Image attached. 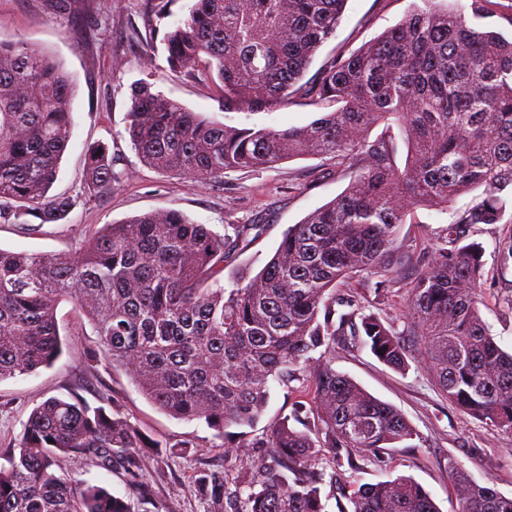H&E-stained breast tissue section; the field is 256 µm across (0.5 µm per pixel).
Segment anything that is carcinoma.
I'll list each match as a JSON object with an SVG mask.
<instances>
[{"mask_svg":"<svg viewBox=\"0 0 512 512\" xmlns=\"http://www.w3.org/2000/svg\"><path fill=\"white\" fill-rule=\"evenodd\" d=\"M348 0H193L166 31V62L213 83L224 110L260 112L295 98L334 110L301 127H238L193 112L148 83L131 90L127 133L145 164L201 183L227 171L268 169L295 157L331 156L358 172L334 200L283 233L255 274L224 262L256 224L221 236L163 208L105 224L68 254L0 247V380L51 367L63 353L58 305L75 304L97 336L84 362L123 370L166 415L199 420L233 443L252 427L276 382L309 391L270 427V461L246 467L241 512H439L409 476L345 491L338 471L381 463L416 437L392 405L328 361L336 347L369 348L404 371L421 359L449 404L512 432V353L494 340L479 293L483 252L467 241L477 224H498L512 198V38L484 23L497 0H420L395 26L309 79L320 47L335 37ZM71 76L47 51L0 41V222L54 223L76 206L51 196L72 130ZM386 125L369 139L372 127ZM398 128L408 152L395 161ZM85 187L108 189L114 159L87 149ZM454 212L434 261L410 282L403 330L375 314L336 309L351 275L389 271L411 258L396 246L419 206ZM144 439L114 402L76 395L32 409L0 465V512H131L107 488L56 467L85 457L135 482ZM332 466L322 465L325 454ZM458 512H512V496L478 484L448 455ZM198 491L224 512V478L201 474Z\"/></svg>","mask_w":512,"mask_h":512,"instance_id":"obj_1","label":"carcinoma"}]
</instances>
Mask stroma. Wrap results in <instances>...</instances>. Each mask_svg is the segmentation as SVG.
<instances>
[{
  "instance_id": "stroma-1",
  "label": "stroma",
  "mask_w": 512,
  "mask_h": 512,
  "mask_svg": "<svg viewBox=\"0 0 512 512\" xmlns=\"http://www.w3.org/2000/svg\"><path fill=\"white\" fill-rule=\"evenodd\" d=\"M414 2L348 0L335 38L316 53L313 68L332 59L337 49L355 51L396 25ZM188 4L189 0H169L161 15L150 0H0V40H22L49 51L74 81L72 135L51 191L79 197L64 219L34 230L0 223V247L66 254L103 225L175 207L219 234L237 224L259 225L251 244L228 261L232 267L249 265L257 270L274 254L288 225L299 223L347 187L350 170H337L330 158H295L272 169L229 171L208 184L140 161L126 132L131 89L140 82L153 84L192 111L242 126L285 129L309 124L321 114L320 107L299 99L270 112L228 113L213 85L170 71L163 35ZM149 56L154 66L146 65ZM97 142L107 144L116 158L117 180L111 190L87 192L83 155L88 145ZM505 215L501 223L477 225L469 238L485 250L482 316L496 342L511 351L512 317H505L503 301L512 295V267H502L498 246L512 238V203ZM452 219L449 211L416 209L413 223L400 225L397 235L398 246L414 251L411 264L389 272L364 271L337 287L341 311L355 307L402 326L415 270L433 261ZM57 319L65 333L60 359L35 374L0 381V448L17 443L29 413L47 398L73 393L93 406L113 399L131 424L156 442L142 457V484H131L122 470H108L78 457L63 459L61 467L66 474L129 498L135 512H209L210 504L195 484L199 472H222L225 489L234 491L242 480V465L265 454L257 445L264 430L290 413L297 399L296 393L273 386L267 408L245 437V447L239 448L237 458L228 459L221 439L204 422L178 420L161 412L124 372L106 362L83 363L84 352L96 338L72 303H60ZM329 359L337 372L400 410L417 432L414 447L391 449L383 465L345 474L348 487L408 475L430 492L441 512H456L455 479L448 471L453 457L477 482L491 483L504 495H512V432L490 427L448 404L424 364H412L399 373L356 347L336 349ZM176 443L187 444V452H170V445Z\"/></svg>"
}]
</instances>
